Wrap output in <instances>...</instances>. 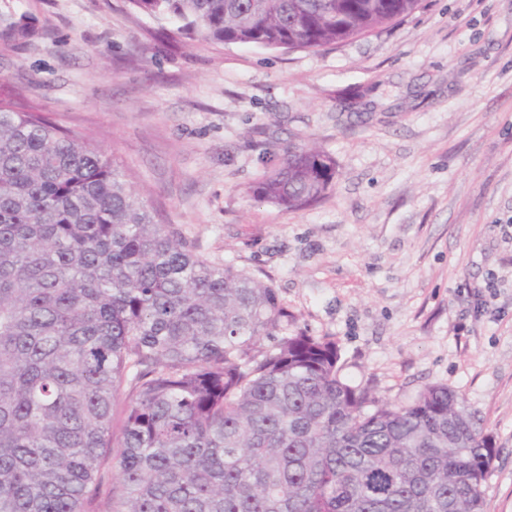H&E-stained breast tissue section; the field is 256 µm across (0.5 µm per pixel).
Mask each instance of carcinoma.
<instances>
[{
  "instance_id": "carcinoma-1",
  "label": "carcinoma",
  "mask_w": 512,
  "mask_h": 512,
  "mask_svg": "<svg viewBox=\"0 0 512 512\" xmlns=\"http://www.w3.org/2000/svg\"><path fill=\"white\" fill-rule=\"evenodd\" d=\"M186 38L318 49L420 0H129ZM35 35L0 14V40ZM0 98V512H484L496 448L463 395L380 401L269 285L158 224L112 153ZM336 177L290 148L253 194ZM122 399L115 434L113 408Z\"/></svg>"
}]
</instances>
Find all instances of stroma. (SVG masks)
I'll list each match as a JSON object with an SVG mask.
<instances>
[{
    "label": "stroma",
    "mask_w": 512,
    "mask_h": 512,
    "mask_svg": "<svg viewBox=\"0 0 512 512\" xmlns=\"http://www.w3.org/2000/svg\"><path fill=\"white\" fill-rule=\"evenodd\" d=\"M31 44L0 84L112 151L160 224L275 289L343 376L408 403L461 392L495 441L485 512H512V0H422L315 51L177 36L129 0H0ZM336 163L316 203L253 187L288 147Z\"/></svg>",
    "instance_id": "35a3bbf8"
}]
</instances>
